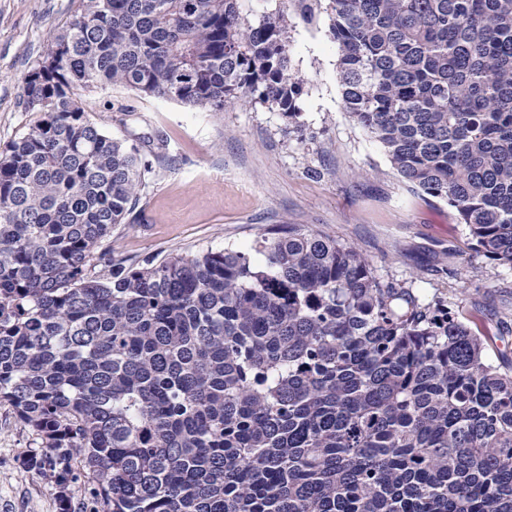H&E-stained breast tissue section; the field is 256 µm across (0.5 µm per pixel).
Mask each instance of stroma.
<instances>
[{
  "label": "stroma",
  "mask_w": 512,
  "mask_h": 512,
  "mask_svg": "<svg viewBox=\"0 0 512 512\" xmlns=\"http://www.w3.org/2000/svg\"><path fill=\"white\" fill-rule=\"evenodd\" d=\"M79 0H0V149L34 124L24 76ZM245 18L288 22L294 72L303 81L299 114L253 103L221 112L142 98L122 87L84 93L94 121L142 153L160 148L137 210L112 235L133 256L250 249L279 224L336 238L367 257L376 276L411 289L423 303L479 311L483 334L512 358V267L470 247L444 201L412 191L383 146L343 109L337 47L327 22L307 26L293 0H242ZM39 440L0 404V512H59L53 477L25 467Z\"/></svg>",
  "instance_id": "stroma-1"
}]
</instances>
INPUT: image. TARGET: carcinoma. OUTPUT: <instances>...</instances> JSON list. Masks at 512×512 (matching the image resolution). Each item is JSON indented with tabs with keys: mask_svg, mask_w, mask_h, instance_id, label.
I'll return each instance as SVG.
<instances>
[{
	"mask_svg": "<svg viewBox=\"0 0 512 512\" xmlns=\"http://www.w3.org/2000/svg\"><path fill=\"white\" fill-rule=\"evenodd\" d=\"M329 17L344 111L471 249L512 267V0H296ZM290 119L288 21L239 0H80L24 77L0 152V402L89 512H512V359L338 240L253 253L112 247L152 163L82 91Z\"/></svg>",
	"mask_w": 512,
	"mask_h": 512,
	"instance_id": "obj_1",
	"label": "carcinoma"
}]
</instances>
